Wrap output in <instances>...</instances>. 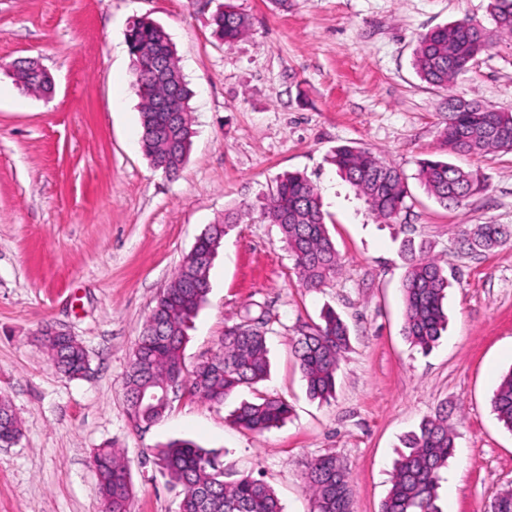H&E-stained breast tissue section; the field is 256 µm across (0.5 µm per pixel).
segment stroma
Returning <instances> with one entry per match:
<instances>
[{"label":"stroma","instance_id":"stroma-1","mask_svg":"<svg viewBox=\"0 0 512 512\" xmlns=\"http://www.w3.org/2000/svg\"><path fill=\"white\" fill-rule=\"evenodd\" d=\"M231 2L248 35L216 42L209 18ZM491 0H0V395L22 434L0 446V512H103L92 452L113 441L131 469L132 512H177L179 496L155 454L171 439L222 453L235 471L276 491L284 512H313L307 465L341 459L352 512H380L403 437L447 410L456 433L440 483L441 512H486L512 489V432L493 411L512 369V235L472 252L462 229L512 232V152L458 156L487 188L455 209L416 178L438 153L456 93L512 112V37L499 39L452 91L422 83L419 34L468 17L491 25ZM147 17L174 43L194 92L196 136L177 176L154 169L139 144V98L125 31ZM34 59L51 98L22 93L11 74ZM354 145L379 153L408 183L407 207L383 224L330 162ZM316 185L340 257L323 287H303L278 225L261 207L277 177ZM242 219L210 270L208 300L187 331L194 368L216 352L224 325L266 308L271 372L260 388L285 397L286 423L236 427L251 400L223 404L182 394L150 426L129 416L124 381L134 342L157 297L207 225ZM427 242L448 271V329L428 353L406 339L401 284L405 239ZM332 307L350 348L330 402L309 399L291 349L294 328ZM74 336L90 360L71 379L36 336L45 324Z\"/></svg>","mask_w":512,"mask_h":512}]
</instances>
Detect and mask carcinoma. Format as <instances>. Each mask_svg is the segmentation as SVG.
Wrapping results in <instances>:
<instances>
[{
  "instance_id": "cac0c4a2",
  "label": "carcinoma",
  "mask_w": 512,
  "mask_h": 512,
  "mask_svg": "<svg viewBox=\"0 0 512 512\" xmlns=\"http://www.w3.org/2000/svg\"><path fill=\"white\" fill-rule=\"evenodd\" d=\"M491 16L495 27H477L464 19L438 26L417 41L413 66L421 81L446 89L461 74L470 71L501 34L512 35V0H494ZM211 35L231 44L251 27L247 15L227 4L210 18ZM132 59L134 86L140 99L141 142L152 166L169 176L184 167L192 145L191 119L173 126L162 136L160 128L168 113L157 110L161 88L154 80L156 56L166 49L170 37L157 23L138 19L125 34ZM176 95L172 104L178 112H190L193 92L185 80L178 58L168 61ZM15 84L26 93H50L48 78L24 63L15 68ZM444 157L425 159L418 164L416 179L443 207L458 205L486 190L477 170H464L449 161L455 155H480L489 150L512 151V112H489L486 107L461 97L448 96V122L439 132ZM336 169L368 204L381 222L390 224L405 208L408 184L403 173L379 154L365 148L340 146L331 158ZM264 213L278 225L288 252L294 259L303 285L320 288L339 270L340 260L329 234L320 195L310 179L292 172L276 179ZM236 221L230 217L211 224L202 233L197 253L187 254L168 287L156 300L137 337L124 381L129 410H134L140 394L159 391L165 380L176 377L181 387L214 405L224 403L241 388L254 389L269 374L267 335L272 332L262 315L251 312L224 328V336L213 358L186 372L182 349L186 330L207 302L210 268L224 236ZM501 226L487 224L473 234L462 232V242L470 250H486L503 241ZM402 253L407 270L402 281L404 335L413 346L427 353L447 328L444 300L448 272L429 256L425 244L408 240ZM59 371L69 377L81 376L84 349L73 341L59 344L44 341ZM350 339L346 324L331 307L322 309L319 322L304 323L293 337L295 358L309 397L327 402L335 396L336 376ZM493 411L503 426L512 431V369L504 373L492 399ZM171 404L160 400L143 404L139 422L160 420ZM292 414L282 397L257 392L251 402L242 403L233 414V423L251 431L277 428ZM18 439L20 424L6 398L0 397V432ZM406 451L395 461L391 487L380 512H440L437 489L440 472L448 466L455 448L448 414L440 412L425 419L404 441ZM98 493L105 512H131L134 488L129 467L112 444L94 450ZM158 464L168 484L181 488L179 512H284L273 488L249 474L225 469L219 454L189 440H173L159 450ZM306 491L315 512H340L339 495L352 496L347 471L336 466V457L320 455L308 463Z\"/></svg>"
}]
</instances>
